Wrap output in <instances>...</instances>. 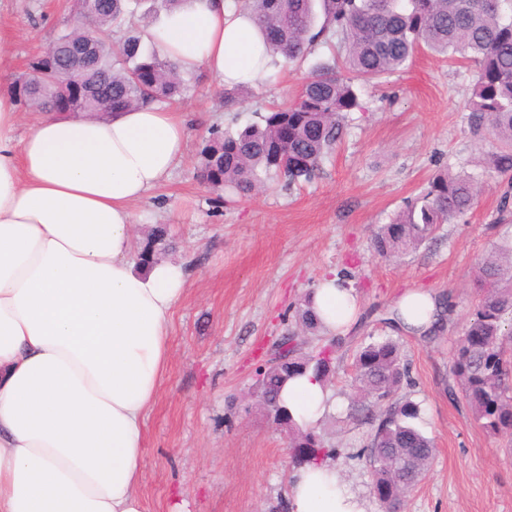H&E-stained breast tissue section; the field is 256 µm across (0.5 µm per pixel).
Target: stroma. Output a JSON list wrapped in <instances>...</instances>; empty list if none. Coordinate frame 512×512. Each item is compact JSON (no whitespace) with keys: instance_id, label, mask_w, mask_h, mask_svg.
<instances>
[{"instance_id":"35a3bbf8","label":"stroma","mask_w":512,"mask_h":512,"mask_svg":"<svg viewBox=\"0 0 512 512\" xmlns=\"http://www.w3.org/2000/svg\"><path fill=\"white\" fill-rule=\"evenodd\" d=\"M70 5L0 0L1 87H14L29 62L70 28ZM330 55L316 46L304 62L276 70L229 106L210 75H188L175 106L191 121L186 153L133 207L140 247L165 227L157 255L187 274L172 316L167 372L145 420L138 491L146 512H290L292 450L252 391L258 369L294 329L305 294L334 272L349 276L361 313L336 350L332 406L318 432L339 445L335 465L366 512L379 505L362 453L368 426L352 416L351 363L369 338L392 333L385 317L407 287L435 289L453 308L431 336L395 335L409 368L398 396L420 405L418 425L436 446L426 479L401 512H512V449L472 421L449 372L454 341L481 295L475 262L512 236V223L498 221L506 180L478 161L485 143L467 108L473 67L422 51L401 72L361 83L364 109L352 113L311 183L289 187L271 176L265 191L232 199L197 177L213 125L234 133L270 103L290 102ZM446 169L484 184L478 203L415 254L377 257V227Z\"/></svg>"}]
</instances>
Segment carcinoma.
Returning <instances> with one entry per match:
<instances>
[{"label":"carcinoma","instance_id":"obj_1","mask_svg":"<svg viewBox=\"0 0 512 512\" xmlns=\"http://www.w3.org/2000/svg\"><path fill=\"white\" fill-rule=\"evenodd\" d=\"M73 0L81 23L61 33L53 54L37 57L16 83L15 94L39 112L104 116L180 97L185 80L147 34L148 14L132 22L130 0ZM249 11L261 34L277 29L267 49L285 63L301 61L318 43L339 44L340 59L314 67L290 105L272 107L234 135L210 129L199 155V176L214 190L246 196L259 191L275 171L288 185L311 181L345 129L347 115L363 109L353 73L366 79L403 70L423 48L458 54L476 75L468 100L473 131L497 142L487 154L493 169L512 181V0H235ZM123 30L119 43L109 34ZM92 45V65L83 86L73 83V60ZM481 187L470 176L444 171L426 191L406 201L388 224L374 232L372 248L385 260L417 252L437 228L464 216ZM483 294L455 340L450 371L473 421L512 444V237L493 244L477 261ZM302 333L321 330L304 296L298 310ZM298 333H288V361L259 371L256 392L275 400L267 415L287 429L288 446L314 452L295 460L328 463L338 449L315 427L299 423L280 397L284 384L311 374L323 383L335 374L339 336H321L323 345L300 352ZM408 370L396 340L380 337L362 345L352 362L355 401L371 424L365 463L371 486L390 489L402 502L429 471L434 442L418 427L420 408L397 399Z\"/></svg>","mask_w":512,"mask_h":512}]
</instances>
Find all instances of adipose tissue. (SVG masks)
Wrapping results in <instances>:
<instances>
[{
	"label": "adipose tissue",
	"instance_id": "obj_1",
	"mask_svg": "<svg viewBox=\"0 0 512 512\" xmlns=\"http://www.w3.org/2000/svg\"><path fill=\"white\" fill-rule=\"evenodd\" d=\"M151 33L182 71L224 85L256 84L276 66L229 0H184ZM18 129L16 97L0 89V512H144L145 419L186 279L169 260L142 265L132 207L183 157L187 122L149 105ZM313 307L333 334L359 311L339 276L318 284ZM392 309L420 333L449 313L431 288L405 289ZM282 397L307 423L329 400L307 376ZM290 495L292 512H366L326 463L302 468Z\"/></svg>",
	"mask_w": 512,
	"mask_h": 512
}]
</instances>
